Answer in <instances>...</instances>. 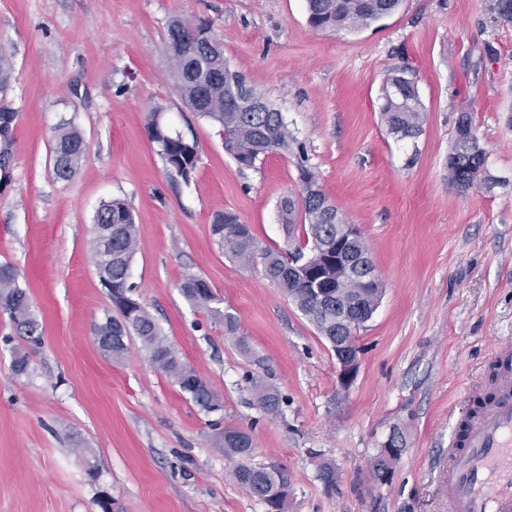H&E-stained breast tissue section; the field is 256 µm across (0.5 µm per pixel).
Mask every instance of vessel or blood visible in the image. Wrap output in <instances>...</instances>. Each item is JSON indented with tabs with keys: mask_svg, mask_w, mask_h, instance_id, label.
Returning <instances> with one entry per match:
<instances>
[{
	"mask_svg": "<svg viewBox=\"0 0 512 512\" xmlns=\"http://www.w3.org/2000/svg\"><path fill=\"white\" fill-rule=\"evenodd\" d=\"M446 464L448 512H512V371L466 412Z\"/></svg>",
	"mask_w": 512,
	"mask_h": 512,
	"instance_id": "b4317fda",
	"label": "vessel or blood"
}]
</instances>
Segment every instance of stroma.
I'll return each mask as SVG.
<instances>
[{
    "label": "stroma",
    "mask_w": 512,
    "mask_h": 512,
    "mask_svg": "<svg viewBox=\"0 0 512 512\" xmlns=\"http://www.w3.org/2000/svg\"><path fill=\"white\" fill-rule=\"evenodd\" d=\"M306 0H0L12 54L0 101L18 114L0 179V263L23 275L43 341L28 373L0 312V512H267L234 473L212 418L131 338L105 356L93 325L112 302L91 259L92 218L124 199L136 216L134 294L180 358L220 396L223 424L253 438L252 463L283 467L288 512H448V442L488 353L512 341V23L493 0H401L353 32L310 27ZM209 21L224 59L282 112L307 166L358 225L383 281L357 332L360 367L338 382L330 344L263 275L228 258L214 216L236 213L260 246L286 249L282 197L299 189L293 155L239 168L220 129L198 117L170 74L174 18ZM416 84L422 134L396 140L381 120L392 68ZM160 110L197 139L190 180L171 173L147 130ZM472 116L493 186L448 181L460 113ZM77 126L87 157L54 178L55 128ZM203 276L236 336L179 285ZM285 398L259 408L255 385ZM404 452L388 482L371 461L394 428ZM336 471L327 490L321 463Z\"/></svg>",
    "instance_id": "1"
}]
</instances>
